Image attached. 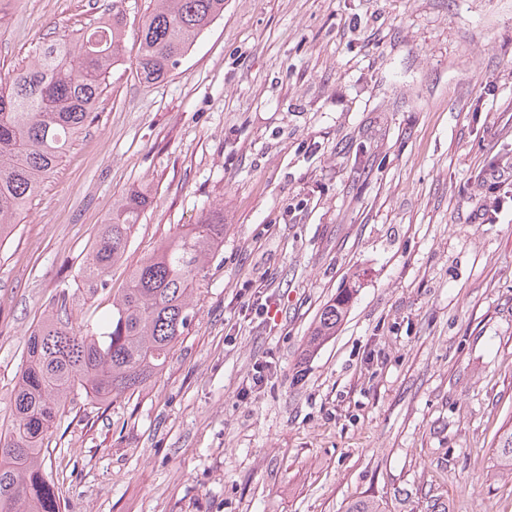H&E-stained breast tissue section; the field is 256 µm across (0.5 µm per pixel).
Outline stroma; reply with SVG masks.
<instances>
[{
  "instance_id": "1",
  "label": "stroma",
  "mask_w": 512,
  "mask_h": 512,
  "mask_svg": "<svg viewBox=\"0 0 512 512\" xmlns=\"http://www.w3.org/2000/svg\"><path fill=\"white\" fill-rule=\"evenodd\" d=\"M108 2L0 0V70ZM150 6L125 0L94 123L0 240V431L54 299L95 325L218 204L224 242L166 365L106 404L75 396L45 441L62 512H425L429 491L448 512H512V0H224L146 83ZM135 188L150 204L86 296L78 269ZM349 302L350 294L346 292L336 296L331 303L323 307L316 326L311 333L310 346H317L326 338L336 333L337 326L347 314Z\"/></svg>"
}]
</instances>
